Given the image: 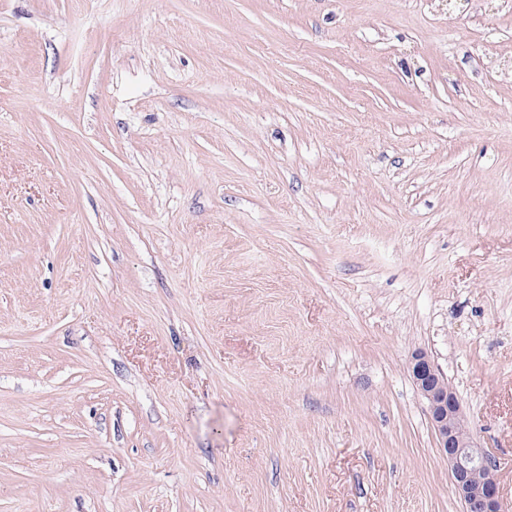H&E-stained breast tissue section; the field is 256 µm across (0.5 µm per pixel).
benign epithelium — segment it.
I'll list each match as a JSON object with an SVG mask.
<instances>
[{"mask_svg": "<svg viewBox=\"0 0 512 512\" xmlns=\"http://www.w3.org/2000/svg\"><path fill=\"white\" fill-rule=\"evenodd\" d=\"M408 371L427 402L437 447L448 461L451 481L464 512H505L496 462L474 440L447 377L422 350L412 353Z\"/></svg>", "mask_w": 512, "mask_h": 512, "instance_id": "7a95c632", "label": "benign epithelium"}]
</instances>
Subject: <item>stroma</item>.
Segmentation results:
<instances>
[{
    "mask_svg": "<svg viewBox=\"0 0 512 512\" xmlns=\"http://www.w3.org/2000/svg\"><path fill=\"white\" fill-rule=\"evenodd\" d=\"M512 512V0H0V512ZM408 371L427 402L437 447L448 461L450 477L464 512H505L497 465L473 438L462 405L425 351L412 353Z\"/></svg>",
    "mask_w": 512,
    "mask_h": 512,
    "instance_id": "1",
    "label": "stroma"
}]
</instances>
